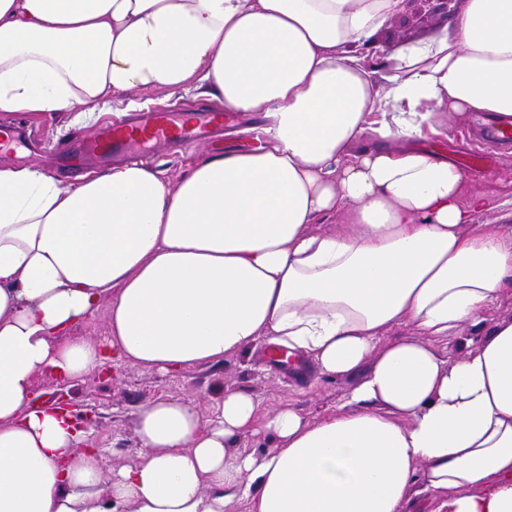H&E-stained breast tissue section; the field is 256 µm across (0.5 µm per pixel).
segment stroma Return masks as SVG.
Returning <instances> with one entry per match:
<instances>
[{
    "label": "stroma",
    "instance_id": "obj_1",
    "mask_svg": "<svg viewBox=\"0 0 512 512\" xmlns=\"http://www.w3.org/2000/svg\"><path fill=\"white\" fill-rule=\"evenodd\" d=\"M455 12L443 17L422 11L397 17L377 35L376 41L387 53H394L410 39L430 38L442 29L453 26L456 13L462 10L461 0ZM481 115L469 113L456 119L446 139L425 141V148L443 153L456 164L464 165L468 189L499 199H512V149L496 146L487 150L486 160L477 166L467 165V158L482 149L480 143ZM14 124L33 140V149L14 146L8 155H0V164L9 162L37 165L54 179L69 183L71 175L57 167V147L97 128V121L68 125L65 116L48 114L42 117L17 115ZM242 135H223L203 146L174 144L160 149L151 164L162 170L171 182H178L188 163L208 154L239 148L247 144ZM260 345H253L242 354L220 365H198L161 374L132 364L108 365L106 371H92L75 383H63L45 374L35 381L36 391L47 395L63 392L77 413L92 418V442L99 448V462L104 479L114 471L138 463L139 441L136 419L140 407L158 398H180L193 401L202 417H210L224 399L225 390H240L253 396L261 414L268 415L289 406L309 421L323 417L337 402L344 399L357 378L353 375H330L310 358L296 366L274 367L260 356Z\"/></svg>",
    "mask_w": 512,
    "mask_h": 512
}]
</instances>
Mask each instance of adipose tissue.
<instances>
[{
	"label": "adipose tissue",
	"instance_id": "1",
	"mask_svg": "<svg viewBox=\"0 0 512 512\" xmlns=\"http://www.w3.org/2000/svg\"><path fill=\"white\" fill-rule=\"evenodd\" d=\"M405 0H0V114L78 124L133 90L261 118L251 146L178 183L131 162L61 184L0 165V512H512V199L418 142L444 113L512 122V0H464L454 32L366 52ZM507 223L477 224L483 209ZM327 218L340 232H317ZM108 303L105 342L72 328ZM458 339L461 354L432 342ZM360 373L312 422L228 390L215 418L142 406V460L103 485L69 410L34 379L114 357L162 373L259 340ZM275 447L244 453V432Z\"/></svg>",
	"mask_w": 512,
	"mask_h": 512
}]
</instances>
